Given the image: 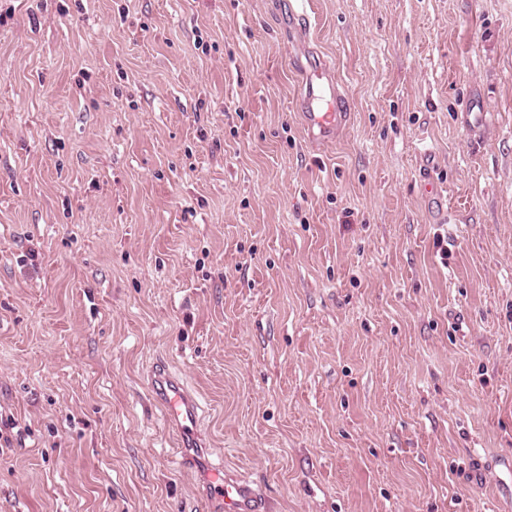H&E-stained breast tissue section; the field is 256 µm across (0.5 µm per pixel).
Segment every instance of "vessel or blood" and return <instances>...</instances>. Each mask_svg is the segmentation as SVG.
Returning <instances> with one entry per match:
<instances>
[{
  "mask_svg": "<svg viewBox=\"0 0 512 512\" xmlns=\"http://www.w3.org/2000/svg\"><path fill=\"white\" fill-rule=\"evenodd\" d=\"M299 108L302 124L313 142L336 139L348 117L346 99L325 68L307 74ZM457 119L473 135L482 134L486 127L485 114L476 111L471 103L458 113ZM151 392L164 420L178 437L183 460L198 461L197 450L204 441L196 397L162 364L156 366L151 377ZM200 479L205 488L206 512H266L258 496L246 485L227 478L223 467L204 464Z\"/></svg>",
  "mask_w": 512,
  "mask_h": 512,
  "instance_id": "1",
  "label": "vessel or blood"
}]
</instances>
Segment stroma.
<instances>
[{
    "instance_id": "1",
    "label": "stroma",
    "mask_w": 512,
    "mask_h": 512,
    "mask_svg": "<svg viewBox=\"0 0 512 512\" xmlns=\"http://www.w3.org/2000/svg\"><path fill=\"white\" fill-rule=\"evenodd\" d=\"M295 7L0 0V512H202L160 363L270 512H512V0ZM300 117L312 142L336 139L348 117L346 99L327 68L306 74ZM476 104H466L463 112L457 114L459 123L467 130L471 135H481L486 127V112H476Z\"/></svg>"
}]
</instances>
